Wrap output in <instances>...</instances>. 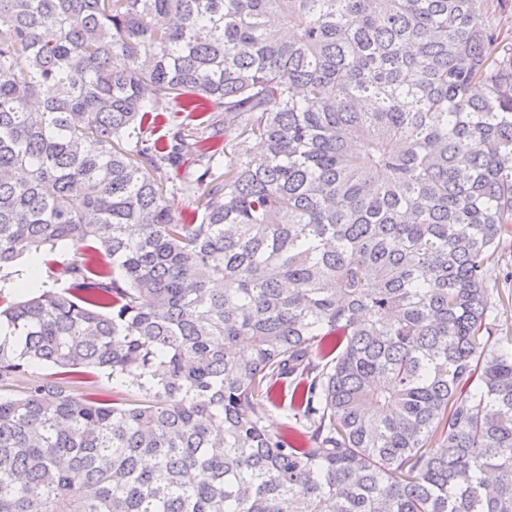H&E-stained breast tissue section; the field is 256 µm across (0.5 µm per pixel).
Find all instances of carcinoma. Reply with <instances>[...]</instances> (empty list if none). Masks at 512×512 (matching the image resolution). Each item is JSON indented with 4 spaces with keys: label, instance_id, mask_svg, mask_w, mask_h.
Wrapping results in <instances>:
<instances>
[{
    "label": "carcinoma",
    "instance_id": "carcinoma-1",
    "mask_svg": "<svg viewBox=\"0 0 512 512\" xmlns=\"http://www.w3.org/2000/svg\"><path fill=\"white\" fill-rule=\"evenodd\" d=\"M0 72V271L82 245L0 303V512H512L488 0H0ZM179 177L180 176H176L175 173H171L170 179L165 183L166 190L164 192L167 205L176 215L190 212L194 209L191 196H188L181 190ZM81 248V245H74L72 243H67L64 245H58L57 248L52 251L51 253L43 251L41 254L37 256L39 260V276H38V269H37V263L34 261L33 258H28L29 256L23 257L20 261L18 266L14 270H19V273H22L20 276H15L14 284H12V288H6L2 289V296L4 299L8 301H17L21 298V296L28 295L30 292H34L36 289H21L18 288L19 282L25 278L26 276V270L27 265L30 260V269L27 275V278L21 282V286L24 288L31 287L34 282L38 278V285H47V288L52 287H60L62 286V283L65 280V276L61 273L60 267H58L56 264L54 266H49L48 262L51 260H61L60 254L61 253H68L69 255H73L74 252H77ZM23 276V277H22ZM22 278V279H21ZM56 278H59V281H55ZM21 279V280H20ZM512 253L495 256L488 264L487 279L497 284L490 322L498 330L512 331ZM269 409L267 425L272 432L278 433L288 430V433L293 431L292 434H295L302 430L301 425L288 411L273 406H270Z\"/></svg>",
    "mask_w": 512,
    "mask_h": 512
}]
</instances>
